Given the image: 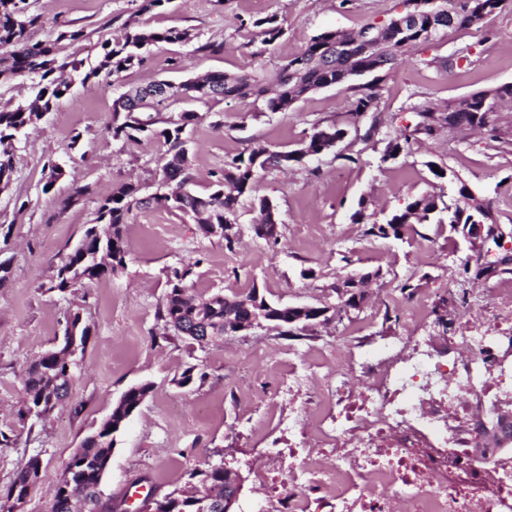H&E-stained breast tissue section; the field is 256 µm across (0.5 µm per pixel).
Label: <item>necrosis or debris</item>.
I'll return each instance as SVG.
<instances>
[{"label": "necrosis or debris", "instance_id": "4bbe7bcc", "mask_svg": "<svg viewBox=\"0 0 512 512\" xmlns=\"http://www.w3.org/2000/svg\"><path fill=\"white\" fill-rule=\"evenodd\" d=\"M512 289L483 320L463 318L445 347L373 360L337 351L288 382V470L264 512H512V437L488 444L512 388L502 343Z\"/></svg>", "mask_w": 512, "mask_h": 512}]
</instances>
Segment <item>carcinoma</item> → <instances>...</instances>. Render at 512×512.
Segmentation results:
<instances>
[{"label": "carcinoma", "mask_w": 512, "mask_h": 512, "mask_svg": "<svg viewBox=\"0 0 512 512\" xmlns=\"http://www.w3.org/2000/svg\"><path fill=\"white\" fill-rule=\"evenodd\" d=\"M170 0H141L137 12L124 23L127 33L122 42L100 43L99 61L94 67L83 70L84 64L75 59L59 55V44L63 41L77 42L84 38V30L62 28L52 39L34 40V32L41 24V15L30 10L28 0H0V47L9 48V53L0 57V85L19 76L32 80L31 94L27 101L16 106L0 103V191L9 183L13 171L12 152L15 144L28 137L44 114L52 111L79 78L87 82L91 78L117 77L134 65L145 61V54L152 46L162 43H190L196 36L188 29L150 28L138 16L164 6ZM406 11L420 13L418 27L402 33L396 28V19L387 24V38L391 44L381 53L358 51L341 63H336L330 49L336 39L353 40L372 28L366 23L354 34L330 31L312 37L306 46L281 66L270 79L257 73L225 74L213 72L203 77H191L179 82L180 99L208 101L211 99L261 100L269 112H285L315 87H328L346 82L345 74L355 75L381 71L394 62L406 50L430 42L426 36L431 24L429 0H404ZM505 0H445L449 11L460 19L448 23L450 28H469L484 24ZM240 27L254 29L265 44H272L285 35V29L277 16L271 15L251 21H241ZM512 90L501 87L471 94L457 102L449 103L444 111V121L450 125L482 127L488 123L493 112L494 100L511 96ZM171 101L158 97L141 107H134L121 94L114 101V112L122 119L112 122V138L115 140H139L159 135L163 137L162 165L157 176V190L148 197L140 196L141 187L132 182L117 185L112 192L98 200L94 224L87 227L78 244L60 259L56 272L50 280L49 289L62 295L88 288L98 278L114 274L125 268L128 250L126 247V224L132 212L143 206L155 204L167 209H177L193 217L199 233L207 238L217 237L232 246L236 236L224 234V225L236 221L237 205L242 198L252 199L258 212L254 233L265 240H277L274 228L278 219L272 217L271 200L256 196L259 173L278 166L279 157L287 161L295 159L293 152H271L262 145L249 150L248 155H238L224 164V170L216 175L214 188L205 195L187 190L192 181L189 141L184 137L185 129L194 124L196 112H179L165 119L158 118L169 109ZM159 122L166 127L158 131ZM341 130L334 127L316 129L307 140L306 147L317 156L328 137H335ZM459 198L453 204L438 206V198L423 194L412 198L404 210L394 214L386 223H371L366 233L381 239L403 236L412 219L429 218L440 208L448 211L450 230L464 233V225L484 223L488 225L485 238L479 242L467 240L469 250L482 257L491 247H501L495 234L496 220L490 202L476 197L466 186H460ZM200 261L173 267L167 273V292L159 316L175 334L184 336L201 348L224 341V311L242 316L241 306L248 302L264 304L257 288L247 293H230L235 299L224 306L225 292L217 290L196 293L188 278L192 268ZM297 314L289 308L276 307L272 319L281 326L280 335L292 337L297 330ZM66 327L76 336L75 351L63 343L31 360L24 373L26 400L17 411V419L25 423L31 417L44 420L63 406L69 396L72 374L80 369L91 326L78 312L70 313ZM150 386L147 384L129 388L121 402L97 430L86 437L76 449L55 488L50 512H76L73 501H87L89 512H96L98 496L94 487L98 469L112 455L116 437L122 432L130 413L140 407V402ZM39 458L32 457L16 475L6 493L0 495V512H10L9 502L17 496H27L38 483ZM190 488L180 491L167 502L165 512H196L198 496L205 491L224 493L229 479L224 470L208 466L195 468L190 473Z\"/></svg>", "instance_id": "carcinoma-1"}]
</instances>
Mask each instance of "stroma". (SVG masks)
I'll return each mask as SVG.
<instances>
[{
    "label": "stroma",
    "mask_w": 512,
    "mask_h": 512,
    "mask_svg": "<svg viewBox=\"0 0 512 512\" xmlns=\"http://www.w3.org/2000/svg\"><path fill=\"white\" fill-rule=\"evenodd\" d=\"M140 0H34L46 25L43 39L64 26L83 29L78 42L60 45L62 54L97 62L98 45L121 38L125 21ZM405 9L404 0H171L146 15L151 27L187 28L201 40L223 43L222 53L191 56L187 46L154 47L144 66L121 73L114 85L74 82L57 107L14 150L7 191L0 192V226L10 229L11 271L0 285V428L15 438L0 447V493H5L31 457L41 461L38 488L26 512H48L52 491L83 440L107 417L130 386L150 384L151 392L118 436L99 485L98 512H142L145 504L183 489L192 469L225 462L241 479L234 512H253L269 493L255 458L288 447V367L323 360L337 343L363 336H398L410 329L406 301L415 293L430 305L447 301L448 317L479 314L484 289L512 282V273L494 271L479 282L462 281L467 243L448 225H408L402 239L366 235L352 215L357 210L385 223L408 198L431 193L453 202L459 185L489 201L498 224L512 226V111L496 112L488 126L440 123L434 136L416 133L418 112L481 90L512 86V0L481 28L450 29L410 49L381 80L364 75L306 94L288 111H263L252 101L185 100L175 111H193L200 120L188 136L192 190L209 192L225 161L260 144L273 152L300 149L314 126L345 130V138L318 157L269 169L259 193L277 210L278 242L254 231L256 212L241 200L234 247L203 237L180 212L151 207L134 210L126 228L131 252L124 270L102 277L91 288L67 296L49 291L61 257L91 224L98 199L122 182L154 193L160 167V140H113L112 104L121 93L154 79L179 80L212 71L253 70L274 75L288 54L299 53L313 36L353 31L360 24H386ZM277 16L286 33L263 44L238 30L240 20ZM185 59L187 69L173 71ZM377 96L364 113L353 103L365 86ZM407 140L394 157L392 140ZM65 170L44 190L43 164ZM444 177L434 175V168ZM90 195L69 202L74 187ZM25 209H17V201ZM192 261L198 291L244 292L258 288L267 300L290 306L335 304L346 278L372 274L370 298L362 310L319 325L301 336L259 329L225 339L206 350L192 349L159 317L167 291V269ZM81 311L91 326L83 365L69 402L32 428L19 426L16 411L26 397L27 363L59 345L66 315ZM199 376L181 384L183 371Z\"/></svg>",
    "instance_id": "1"
}]
</instances>
